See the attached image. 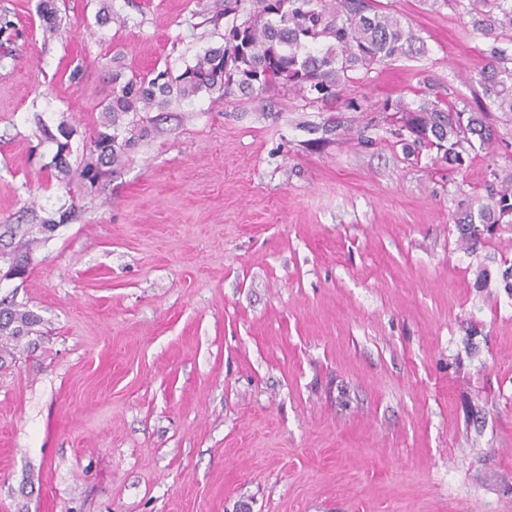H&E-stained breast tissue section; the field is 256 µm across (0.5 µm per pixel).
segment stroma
I'll list each match as a JSON object with an SVG mask.
<instances>
[{"instance_id": "obj_1", "label": "stroma", "mask_w": 512, "mask_h": 512, "mask_svg": "<svg viewBox=\"0 0 512 512\" xmlns=\"http://www.w3.org/2000/svg\"><path fill=\"white\" fill-rule=\"evenodd\" d=\"M383 2L426 52L362 76L359 110L202 93L90 189L41 125L81 155L114 64L180 73L224 0H65L49 40L37 0H0V224L76 207L0 278L42 331L0 368V512H512V226L472 251L453 220L488 159L368 124L471 100L486 43L455 5Z\"/></svg>"}]
</instances>
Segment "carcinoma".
Here are the masks:
<instances>
[{"label":"carcinoma","mask_w":512,"mask_h":512,"mask_svg":"<svg viewBox=\"0 0 512 512\" xmlns=\"http://www.w3.org/2000/svg\"><path fill=\"white\" fill-rule=\"evenodd\" d=\"M242 2L224 0V16L231 18L224 44L206 49L177 76L163 71L124 81L121 72L112 73V88L101 103L102 129L77 167L69 162L74 129L64 120L54 131L41 125L56 145L51 166L93 188L157 127L160 116L153 112L174 99L201 92L254 96L286 84L307 104H326L345 98L354 72L425 53L421 38L379 0H254V9L240 21ZM36 13L44 34L56 36L62 24L58 0H38ZM466 13L488 39L474 104L443 108L438 99H424L415 107L388 101L380 107L399 114L389 134L405 155L435 149L456 169L477 147L494 155L498 137L491 113L512 114V0H467ZM491 176L486 196L458 205L456 226L471 250L497 226L512 224V179L500 181L494 170ZM28 234L25 225L0 224V255L12 256L8 278L22 279L29 270ZM39 323V316L20 310L14 299L0 298V366L15 360L16 347Z\"/></svg>","instance_id":"1"}]
</instances>
